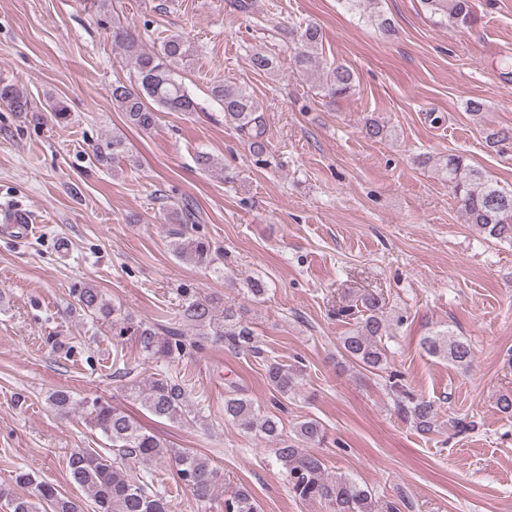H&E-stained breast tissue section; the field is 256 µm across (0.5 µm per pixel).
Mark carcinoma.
I'll list each match as a JSON object with an SVG mask.
<instances>
[{
  "label": "carcinoma",
  "instance_id": "1",
  "mask_svg": "<svg viewBox=\"0 0 512 512\" xmlns=\"http://www.w3.org/2000/svg\"><path fill=\"white\" fill-rule=\"evenodd\" d=\"M427 11L456 25L466 26L473 20L470 0H421ZM321 44L320 31L313 25L297 34L296 59L300 68L308 69L316 63V51ZM112 45L133 67L135 80L112 84V106L123 113L127 123L143 132H152L161 112H196L199 104L184 85L179 75L180 65L191 54V47L180 34L161 39L159 47L147 49L141 35L128 26L112 29ZM354 87L353 73L345 66L329 68L325 81L328 94L337 98L349 95ZM210 95L224 110V120L246 136L256 156L266 151L262 106L247 89L218 83ZM0 105L12 112H30V100L14 85L0 83ZM444 180L462 205L466 223L487 239L512 242V190L485 179L483 173L468 163L466 156L451 153L435 162ZM175 253L200 267L213 263L208 242L181 232L173 243ZM77 306L87 315L112 317L118 336L133 331L142 352L151 358L173 359L196 341L186 342L182 326L196 330L197 341L215 336L234 348H246L253 342L251 330L244 326L231 308L217 317L210 300L195 298L185 304L181 320L165 328L139 325L131 328L125 319L109 305L101 291L94 287L82 289L76 297ZM392 327L383 316V302L375 296L362 300L361 315L354 328L340 338L344 356L365 369L383 371L388 364L387 340ZM423 348L431 356L448 361L456 368H467L472 362L473 349L468 341L449 331L426 336ZM267 377L273 388L283 397L300 387L302 371L292 365L271 362L266 366ZM128 397L140 402L152 416L175 422H193L196 412L190 404L187 390L180 380L165 376L153 378L142 387L139 382L127 384ZM50 406L58 412L74 407L83 409L89 424L99 430L109 442L106 454L80 448L69 458L70 481L83 489L93 500L96 512H169L165 493L159 490L153 473L147 465L162 457L166 444L147 432L138 421L99 398L79 400L69 390H56L50 395ZM397 406L417 431L429 433L435 423L434 404L411 393L398 391ZM224 418L246 432H258L274 445L277 462L288 475V492L302 501L320 500L328 503L332 512H396L392 502L379 497L356 483L339 475L325 476L322 458L312 448L325 439L324 425L305 418L295 424L293 435H283L281 420L275 414L261 413L255 402L243 395L224 398ZM178 478L188 486L200 502L211 500L218 482V472L211 461L193 451L174 453ZM20 488L34 487L30 495L18 494L9 488L0 489V500L10 512H40L37 504L49 512H82L79 501L63 495L54 485L35 482L25 471L14 476ZM224 512H259V504L252 492L241 486L224 501Z\"/></svg>",
  "mask_w": 512,
  "mask_h": 512
}]
</instances>
